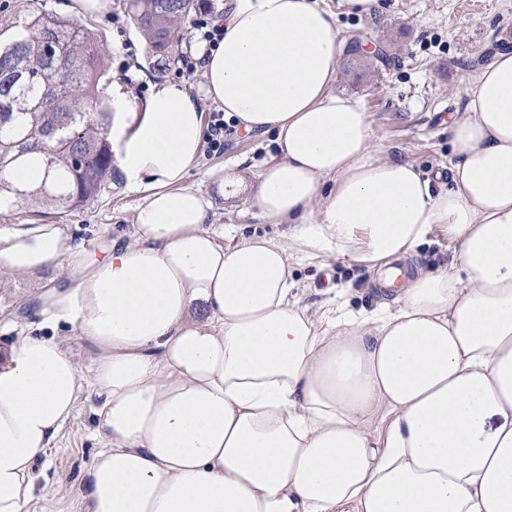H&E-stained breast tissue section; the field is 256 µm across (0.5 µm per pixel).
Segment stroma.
<instances>
[{
    "label": "stroma",
    "instance_id": "stroma-1",
    "mask_svg": "<svg viewBox=\"0 0 512 512\" xmlns=\"http://www.w3.org/2000/svg\"><path fill=\"white\" fill-rule=\"evenodd\" d=\"M319 3L335 16L344 38L359 34L382 50L381 56L367 57L358 70L349 66L350 53H343L334 85L336 93L358 99L369 112L374 146L421 169L448 173V126L465 110L467 79L496 51L512 48V0H377L368 14L351 12L347 0ZM84 25L97 35L106 55L109 99H124L141 112L154 91L177 84L188 90L204 116L217 111L202 90V73L180 76L176 60L162 73L150 67L145 38L131 19L127 0H112L110 13L85 19ZM274 139L271 133L234 129L224 139L223 152L202 147L198 164L185 179L211 202L210 222L228 231L230 242L253 236L288 241L287 225L263 217L253 201L258 175L276 153ZM233 169L246 184L238 195L221 194L219 185ZM144 198V192L127 188L117 175L97 200L54 221L96 252L108 239L129 232ZM293 278L297 306L322 327L342 313L378 305L368 271L341 258L311 251L298 254ZM39 285L26 275H0L1 346L34 321L32 298ZM101 403L97 394H81L73 419L36 463L35 498L26 512H76L87 470L107 446L97 432Z\"/></svg>",
    "mask_w": 512,
    "mask_h": 512
}]
</instances>
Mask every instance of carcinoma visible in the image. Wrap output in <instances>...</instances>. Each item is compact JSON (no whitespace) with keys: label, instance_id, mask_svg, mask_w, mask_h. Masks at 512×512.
I'll use <instances>...</instances> for the list:
<instances>
[{"label":"carcinoma","instance_id":"1","mask_svg":"<svg viewBox=\"0 0 512 512\" xmlns=\"http://www.w3.org/2000/svg\"><path fill=\"white\" fill-rule=\"evenodd\" d=\"M128 2L154 66L165 68L175 32L200 0ZM107 73L97 38L64 17L33 6L0 29V170L44 173L32 187L0 182V212L35 201L65 213L109 188Z\"/></svg>","mask_w":512,"mask_h":512}]
</instances>
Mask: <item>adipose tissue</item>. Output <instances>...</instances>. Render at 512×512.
<instances>
[{
  "mask_svg": "<svg viewBox=\"0 0 512 512\" xmlns=\"http://www.w3.org/2000/svg\"><path fill=\"white\" fill-rule=\"evenodd\" d=\"M223 24L198 48L204 90L246 132H276L254 202L288 242L210 229L183 184L203 133L184 87L114 113L117 166L146 194L128 240L93 253L58 224L0 227V274L49 276L0 350V512H25L85 386L108 446L84 512H512V50L469 79L437 184L373 147L370 114L333 93L343 39L318 0H235ZM434 224L459 249L426 270ZM296 247L381 286L393 263L409 273L371 314L322 328L290 301ZM58 336L63 338L65 347L74 355L82 377L88 378L90 376L93 356L86 345L78 338L76 332L70 327L59 329Z\"/></svg>",
  "mask_w": 512,
  "mask_h": 512,
  "instance_id": "obj_1",
  "label": "adipose tissue"
}]
</instances>
